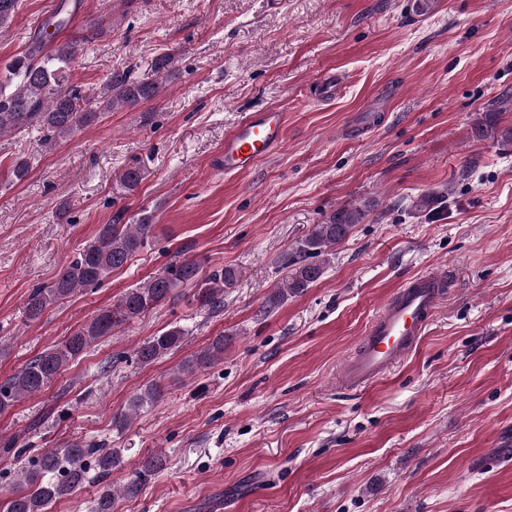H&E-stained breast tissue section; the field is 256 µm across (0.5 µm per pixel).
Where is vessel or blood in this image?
Listing matches in <instances>:
<instances>
[{
	"instance_id": "1",
	"label": "vessel or blood",
	"mask_w": 512,
	"mask_h": 512,
	"mask_svg": "<svg viewBox=\"0 0 512 512\" xmlns=\"http://www.w3.org/2000/svg\"><path fill=\"white\" fill-rule=\"evenodd\" d=\"M285 133L284 112L267 109L249 113L225 136L216 163L228 175L248 172L278 150ZM445 294L446 277L441 272L403 284L346 364L345 382L356 387L370 384L404 359L416 347Z\"/></svg>"
}]
</instances>
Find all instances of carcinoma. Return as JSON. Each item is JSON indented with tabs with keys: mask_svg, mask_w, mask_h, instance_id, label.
Masks as SVG:
<instances>
[{
	"mask_svg": "<svg viewBox=\"0 0 512 512\" xmlns=\"http://www.w3.org/2000/svg\"><path fill=\"white\" fill-rule=\"evenodd\" d=\"M19 0H0V33L10 27ZM59 6L53 31L42 30L35 45L15 58L6 75L0 79V135L21 133L37 124L43 133L42 146L54 147L60 140L93 124L105 112L134 107L155 97L159 91L157 75L175 64V56L158 57L152 74L135 77L128 70L113 71L98 90L84 92L70 82L72 65L81 45L89 39L56 42L58 32L68 23ZM512 96H501L477 114L470 124L474 141L488 138L503 145L512 144V126H500V115L507 110ZM142 180L138 167L125 169L120 176L122 186L132 191ZM374 210L371 200L348 204L334 212L310 235L298 242L291 252L281 257L287 270L280 285L271 291L263 306L270 313L292 294H298L323 274L336 247L342 244L353 228L364 223ZM153 229L151 216L142 211L132 224H105L97 239L86 245L78 256L61 270L51 285L33 289L26 303L31 319L72 295L77 289L100 284L109 274L129 261L144 245ZM199 280V264L183 261L167 266L161 273L137 288L129 289L111 308L100 312L83 328L75 331L62 345L48 349L28 361L14 375L0 383V413L10 409L22 398L47 388L69 362L82 357L91 344L112 335V331L142 316L147 311L178 296V288ZM236 273L231 269L201 281L197 299L213 311L224 307V289L233 286ZM185 331L171 327L145 341L137 349L138 359L151 363L183 343ZM227 337H213L209 345L185 359L180 365L184 374H193L224 356ZM160 396L159 388L148 385L132 398L125 411L113 417L116 429L125 428L140 408L153 404ZM95 463L99 477L104 478L120 463V454L105 451L85 441H72L63 448L44 451L19 469L21 489L10 498L5 512H49L59 499L73 495L85 482L88 465Z\"/></svg>",
	"mask_w": 512,
	"mask_h": 512,
	"instance_id": "obj_1",
	"label": "carcinoma"
}]
</instances>
